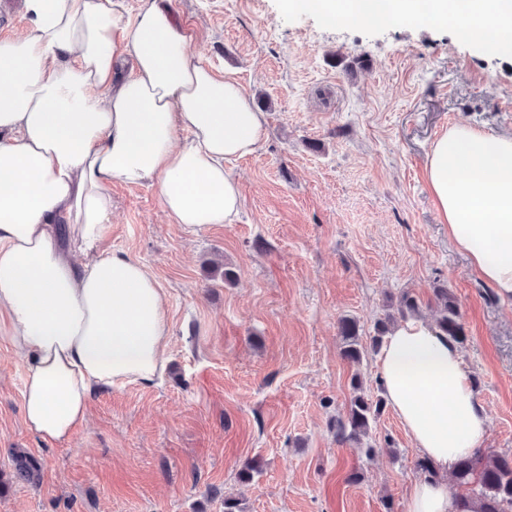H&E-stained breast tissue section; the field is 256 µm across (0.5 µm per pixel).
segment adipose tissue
<instances>
[{
	"label": "adipose tissue",
	"mask_w": 512,
	"mask_h": 512,
	"mask_svg": "<svg viewBox=\"0 0 512 512\" xmlns=\"http://www.w3.org/2000/svg\"><path fill=\"white\" fill-rule=\"evenodd\" d=\"M330 23L451 24L512 56V0H287ZM28 23L0 39V310L24 361L27 428L61 441L93 393L157 384L170 327L158 279L97 250L110 186L153 185L173 223H230L241 197L227 163L266 139L262 112L232 77L192 54L171 0H25ZM427 180L448 235L512 302V136L454 126L431 146ZM384 400L437 475L407 512H460L445 481L480 448L487 419L457 345L400 323L379 351Z\"/></svg>",
	"instance_id": "adipose-tissue-1"
}]
</instances>
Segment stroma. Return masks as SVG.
Masks as SVG:
<instances>
[{
  "instance_id": "35a3bbf8",
  "label": "stroma",
  "mask_w": 512,
  "mask_h": 512,
  "mask_svg": "<svg viewBox=\"0 0 512 512\" xmlns=\"http://www.w3.org/2000/svg\"><path fill=\"white\" fill-rule=\"evenodd\" d=\"M195 57L228 72L265 113L268 137L228 166L241 207L191 231L157 188L113 183L99 249L156 274L171 334L158 385L96 391L64 441L28 430L24 367L0 311V512H407L420 454L391 410L366 444L335 423L360 375L382 396L377 320L401 293L433 321L455 298L477 379L486 449L512 455V303L448 236L425 162L455 125L512 135V58L447 23L331 24L285 0H172ZM232 279H225V271ZM368 351L342 356L340 319ZM30 456L35 481L15 476Z\"/></svg>"
}]
</instances>
